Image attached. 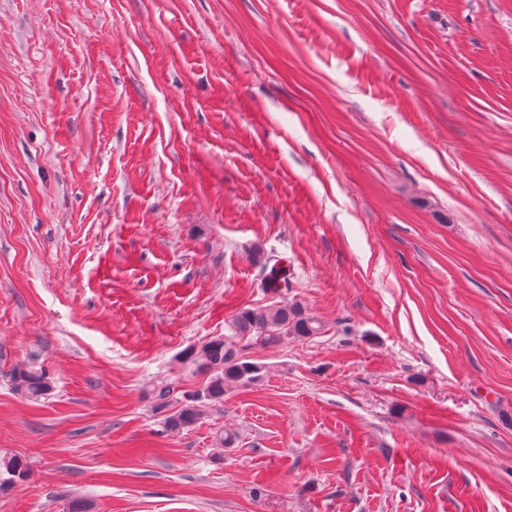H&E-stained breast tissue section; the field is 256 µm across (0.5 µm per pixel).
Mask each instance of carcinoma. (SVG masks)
<instances>
[{
	"instance_id": "carcinoma-1",
	"label": "carcinoma",
	"mask_w": 512,
	"mask_h": 512,
	"mask_svg": "<svg viewBox=\"0 0 512 512\" xmlns=\"http://www.w3.org/2000/svg\"><path fill=\"white\" fill-rule=\"evenodd\" d=\"M231 335L218 336L205 342L201 356L194 350L183 352V358L207 374L206 381L193 391H177L172 382L154 386L155 409L163 414L166 432L186 430L201 419L207 410L224 400V391L233 384L246 385L261 378L262 367L243 357V340L255 344H277L288 337L310 338L322 333L323 324L298 303L283 306L245 308L234 314L228 325ZM14 392L31 399L51 395L53 385L43 368L24 364L10 374ZM29 477L27 465L18 457L0 458V491Z\"/></svg>"
}]
</instances>
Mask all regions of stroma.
<instances>
[{"instance_id":"stroma-1","label":"stroma","mask_w":512,"mask_h":512,"mask_svg":"<svg viewBox=\"0 0 512 512\" xmlns=\"http://www.w3.org/2000/svg\"><path fill=\"white\" fill-rule=\"evenodd\" d=\"M3 455L0 512H512V0H0ZM228 328L231 336H218L205 342L200 357L199 351L194 355V349L183 352L185 361L208 374L200 388L181 391L177 397L180 391H176L174 382L154 386L155 409L164 413L161 422L164 431L180 432L194 426L211 406L224 399V391L230 385H246L261 378L262 367L243 357L245 346H239L241 341L266 345L280 343L288 336L307 339L321 334L323 324L294 302L242 309L234 314ZM14 392L31 399L46 398L51 395L53 385L45 369L34 364L15 367L10 374ZM29 477L27 465L18 457L0 458V491Z\"/></svg>"}]
</instances>
